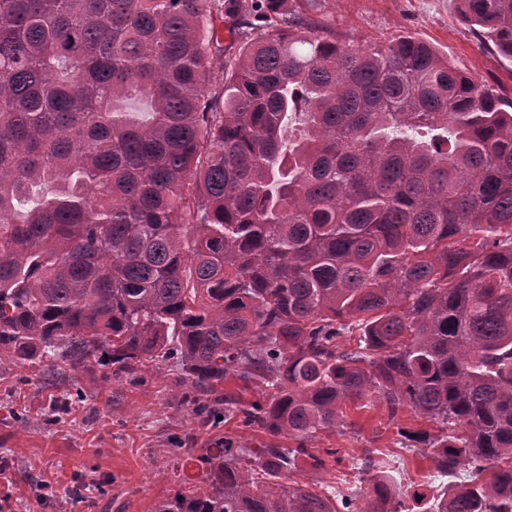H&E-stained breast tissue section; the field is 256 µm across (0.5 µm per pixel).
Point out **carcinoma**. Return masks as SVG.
<instances>
[{"label": "carcinoma", "instance_id": "1", "mask_svg": "<svg viewBox=\"0 0 512 512\" xmlns=\"http://www.w3.org/2000/svg\"><path fill=\"white\" fill-rule=\"evenodd\" d=\"M458 10L512 58V0ZM0 346L168 364L274 440L200 449L156 512H512V97L285 0H0ZM364 397L436 424L398 433L450 490L285 482Z\"/></svg>", "mask_w": 512, "mask_h": 512}]
</instances>
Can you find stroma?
<instances>
[{
    "mask_svg": "<svg viewBox=\"0 0 512 512\" xmlns=\"http://www.w3.org/2000/svg\"><path fill=\"white\" fill-rule=\"evenodd\" d=\"M310 17L359 49L413 34L512 97V60L480 48L454 0H320ZM4 355L0 348V512H155L186 482L199 481L188 449L211 447L225 435L247 448L269 442L261 429L236 418L216 428L201 424L191 400L177 394L172 371L117 375L106 357L74 367L46 359L7 364ZM343 416V426L311 442L336 449V457L320 469L299 460L291 480L336 484L360 510L375 472L388 474L406 503L417 486L439 491L429 480V449L401 444L397 434L401 426L430 429V422L411 412L394 422L382 404L358 400L344 406ZM368 449L369 472L360 468Z\"/></svg>",
    "mask_w": 512,
    "mask_h": 512,
    "instance_id": "stroma-1",
    "label": "stroma"
}]
</instances>
